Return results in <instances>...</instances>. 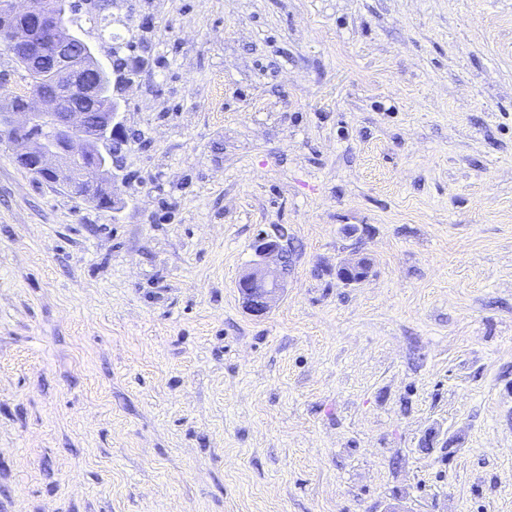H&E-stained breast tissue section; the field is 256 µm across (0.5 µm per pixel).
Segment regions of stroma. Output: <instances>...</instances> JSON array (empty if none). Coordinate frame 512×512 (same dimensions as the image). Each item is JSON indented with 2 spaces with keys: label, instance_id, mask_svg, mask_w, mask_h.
<instances>
[{
  "label": "stroma",
  "instance_id": "obj_1",
  "mask_svg": "<svg viewBox=\"0 0 512 512\" xmlns=\"http://www.w3.org/2000/svg\"><path fill=\"white\" fill-rule=\"evenodd\" d=\"M111 30L146 47L123 211L0 144V512H512V0ZM271 224L295 252L254 317ZM251 250L254 260L240 275L237 288L245 309L263 317L285 288L294 243L283 225L273 224L256 236ZM370 271V263L365 257H352L342 261L336 269V276L346 285L364 282Z\"/></svg>",
  "mask_w": 512,
  "mask_h": 512
}]
</instances>
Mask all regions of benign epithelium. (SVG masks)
Here are the masks:
<instances>
[{"label": "benign epithelium", "mask_w": 512, "mask_h": 512, "mask_svg": "<svg viewBox=\"0 0 512 512\" xmlns=\"http://www.w3.org/2000/svg\"><path fill=\"white\" fill-rule=\"evenodd\" d=\"M0 7L11 16L26 17L34 27L50 25L46 51L32 49L33 33L18 31L8 53L31 74L39 86L21 95L22 105L0 114V142L11 151L12 161L45 182L68 189L78 181L90 183L89 192L105 186V179H119V153L108 152L109 143L121 142L125 135L122 108L128 89L144 69V59L134 56L127 66L107 75L95 46L58 24L68 7L67 0H0ZM81 44L74 55L72 46ZM99 112L94 124L86 113L64 108L75 85ZM254 260L239 277L238 292L245 309L255 317L270 312L282 294L294 254L288 230L273 224L261 231L251 245ZM370 263L364 257L342 261L336 277L346 285L364 282Z\"/></svg>", "instance_id": "benign-epithelium-1"}]
</instances>
